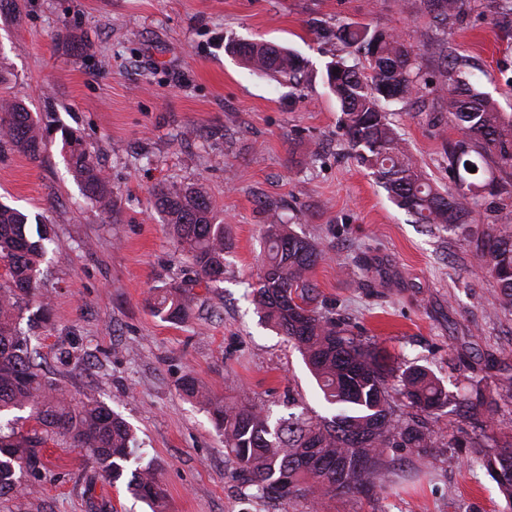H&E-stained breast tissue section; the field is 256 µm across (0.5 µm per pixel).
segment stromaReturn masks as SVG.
<instances>
[{"instance_id": "1", "label": "stroma", "mask_w": 512, "mask_h": 512, "mask_svg": "<svg viewBox=\"0 0 512 512\" xmlns=\"http://www.w3.org/2000/svg\"><path fill=\"white\" fill-rule=\"evenodd\" d=\"M0 12V98L24 101L49 124L52 143L31 161L0 148V202L53 225L60 247L43 265L49 318L21 323L35 361L74 396H94L135 429L143 461L166 489L165 512H504L481 460L464 452L474 435L461 401L479 388L494 401L483 417L488 447L512 441V307L476 240L512 224V169L491 166L500 194L479 204L469 235L412 223L369 171L350 157L342 114L325 81L337 58L365 53L317 27L393 29L421 55L425 81L415 104L385 105L419 165L449 186L448 156L459 130L443 112L438 71L452 60L500 110L512 114V33L496 24L502 0H470L462 21L436 28L411 0H16ZM266 41L304 60L298 84L256 73L231 42ZM81 137L102 168L114 208L103 212L63 159L62 135ZM204 185L230 246L219 288L196 289L192 313L154 317L155 289L192 276L152 189ZM279 206L323 258L311 273L317 307L344 319L394 367L420 365L450 402L430 418L432 459L406 451L382 485L309 500L259 497L232 476L210 414L181 390L194 376L216 398L264 409L290 406L331 417L293 342L261 323L253 290L262 273L265 205ZM72 354L59 359L60 348ZM46 470L0 512H150L124 484L89 485L84 450L48 446Z\"/></svg>"}]
</instances>
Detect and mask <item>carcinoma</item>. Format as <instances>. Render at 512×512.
Segmentation results:
<instances>
[{
	"label": "carcinoma",
	"instance_id": "obj_1",
	"mask_svg": "<svg viewBox=\"0 0 512 512\" xmlns=\"http://www.w3.org/2000/svg\"><path fill=\"white\" fill-rule=\"evenodd\" d=\"M467 0H416L412 7L433 14L439 27L463 12ZM368 55L362 73L342 59L326 68V82L342 112L349 152L372 171L391 200L418 224L467 232L478 205L472 190L442 191L434 186L396 129L382 101L410 102L422 97L421 56L399 34L383 29L343 25L332 33ZM232 51L253 69L274 78L296 79L302 60L290 51L262 42H239ZM443 108L462 132L448 144V175L461 179L468 166L481 170L494 163L512 168V116L499 112L494 101L453 67L440 71ZM51 130L27 107L0 99V147L9 146L32 161L44 156ZM67 165L87 196L107 212L112 194L104 173L82 140L62 137ZM155 206L173 230L195 282H219L224 276V225L215 221L203 186L171 185L153 190ZM263 240L267 255L254 303L262 318L293 341L316 378L325 401L336 413L318 420L290 412L270 423L256 407L212 398L187 377L182 391L207 406L224 436V449L235 463L234 475L275 498L310 497L321 506L338 495L370 491L393 459L388 451L408 448L420 457L431 455L434 435L420 421L402 420L387 382L398 378L399 394L410 407L430 414L448 405V392L430 373L408 367L395 374L376 348L347 335L341 324L322 315L310 272L322 258L318 246L295 233L274 208L268 209ZM58 248L53 229L0 204V414L16 413L0 426V496L17 492L23 474L41 473V448L48 443L88 452L90 484L101 479L124 481L139 498L160 507L164 499L158 473L141 462L130 425L105 403L75 398L44 379L33 362L31 338L17 321L24 299L41 288V264ZM497 283L496 299L512 306V226L503 224L476 244ZM191 297L179 286L153 295L151 312L167 322H182ZM28 411L27 416L21 412ZM483 434L469 447L497 483L512 512V445L489 449Z\"/></svg>",
	"mask_w": 512,
	"mask_h": 512
}]
</instances>
